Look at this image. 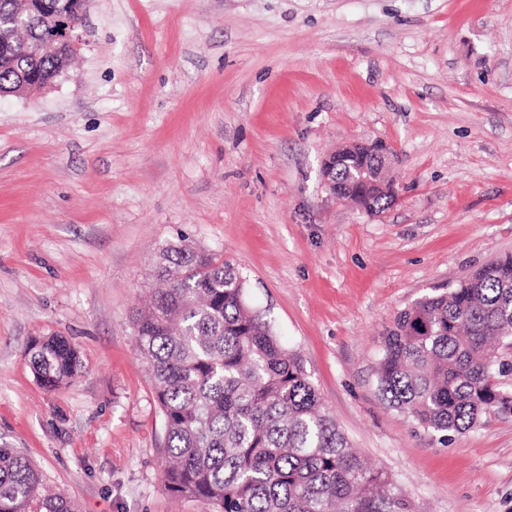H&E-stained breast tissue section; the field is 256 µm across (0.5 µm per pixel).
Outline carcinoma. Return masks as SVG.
<instances>
[{
	"mask_svg": "<svg viewBox=\"0 0 512 512\" xmlns=\"http://www.w3.org/2000/svg\"><path fill=\"white\" fill-rule=\"evenodd\" d=\"M82 19L83 0H55ZM52 35L33 15L22 38L0 43V91L21 75H59L65 46L35 57ZM367 152L336 153V195L371 212L392 202ZM150 303L133 328L165 433V490L216 512H413L386 471L368 465L339 429L301 358L247 301L246 279L228 261L185 241L166 246ZM25 354L39 384L74 381L83 363L64 336H34ZM512 255L464 282L400 310L381 337L377 387L388 407L439 436L490 415H512ZM0 512H78L35 464L0 446Z\"/></svg>",
	"mask_w": 512,
	"mask_h": 512,
	"instance_id": "cac0c4a2",
	"label": "carcinoma"
}]
</instances>
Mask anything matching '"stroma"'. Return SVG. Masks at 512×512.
<instances>
[{
  "label": "stroma",
  "instance_id": "35a3bbf8",
  "mask_svg": "<svg viewBox=\"0 0 512 512\" xmlns=\"http://www.w3.org/2000/svg\"><path fill=\"white\" fill-rule=\"evenodd\" d=\"M51 86L0 96V444L78 512H212L162 482L132 315L179 238L231 261L337 425L421 512H512V417L448 443L388 408L395 314L512 254V0H86ZM382 141L370 214L323 162ZM82 376L42 388L31 337ZM25 354L36 380L45 390H56L82 373L79 351L64 336H34L28 341Z\"/></svg>",
  "mask_w": 512,
  "mask_h": 512
}]
</instances>
